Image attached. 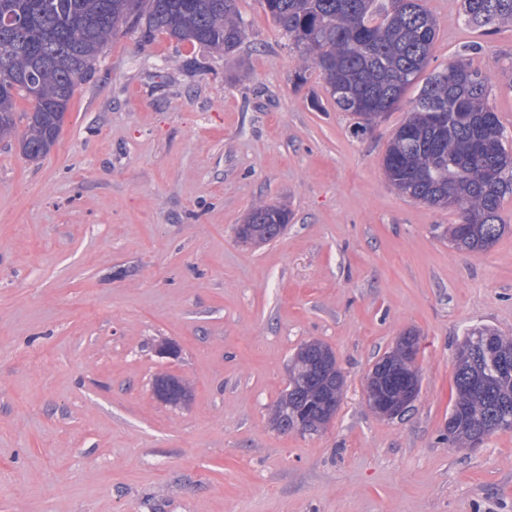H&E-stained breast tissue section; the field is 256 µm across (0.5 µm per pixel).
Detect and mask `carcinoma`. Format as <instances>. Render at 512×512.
<instances>
[{
    "label": "carcinoma",
    "instance_id": "carcinoma-1",
    "mask_svg": "<svg viewBox=\"0 0 512 512\" xmlns=\"http://www.w3.org/2000/svg\"><path fill=\"white\" fill-rule=\"evenodd\" d=\"M260 3L291 49L320 70L336 108L356 116L363 130L400 103L432 57L438 22L424 0ZM460 15L488 31L512 27V0H460ZM2 16L16 25L0 27V80L9 85L0 92V139L15 133L16 118L25 120L18 144L30 161L54 147L75 91L93 78L98 58L119 33L135 31L145 40L163 33L226 55L245 37L235 0H0ZM475 50L464 47L426 78L383 158L388 180L403 195L458 212L449 239L467 252H483L504 234L500 209L512 196V147L490 104L489 78L470 62ZM18 96L30 101V111L15 112ZM286 223L288 211L262 204L238 233L267 243L276 238L272 226ZM485 336L494 337V347H484ZM343 384L329 347L302 345L272 422L283 433L296 416L327 426V399ZM454 385L453 447L470 448L512 430V337L488 328L467 332Z\"/></svg>",
    "mask_w": 512,
    "mask_h": 512
}]
</instances>
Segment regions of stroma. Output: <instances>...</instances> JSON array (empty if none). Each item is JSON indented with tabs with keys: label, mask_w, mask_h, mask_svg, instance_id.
I'll list each match as a JSON object with an SVG mask.
<instances>
[{
	"label": "stroma",
	"mask_w": 512,
	"mask_h": 512,
	"mask_svg": "<svg viewBox=\"0 0 512 512\" xmlns=\"http://www.w3.org/2000/svg\"><path fill=\"white\" fill-rule=\"evenodd\" d=\"M425 5L428 72L477 45L512 137V28ZM235 7L234 56L118 35L48 155L0 140V512H512V431L455 451L447 430L465 334L512 336V197L497 243L451 247L456 211L383 172L418 86L356 131L259 0ZM260 204L288 225L251 248L237 229ZM410 329L420 393L384 419L366 378ZM312 341L342 399L322 432L283 434L269 412ZM160 374L190 400L155 399Z\"/></svg>",
	"instance_id": "obj_1"
}]
</instances>
